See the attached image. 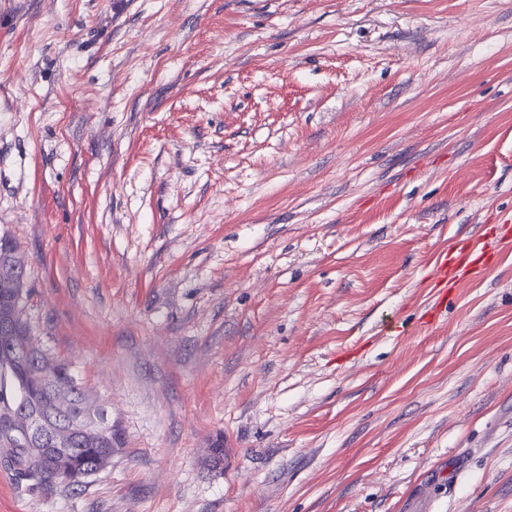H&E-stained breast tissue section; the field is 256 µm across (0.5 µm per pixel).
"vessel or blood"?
I'll return each instance as SVG.
<instances>
[{
  "label": "vessel or blood",
  "instance_id": "vessel-or-blood-1",
  "mask_svg": "<svg viewBox=\"0 0 512 512\" xmlns=\"http://www.w3.org/2000/svg\"><path fill=\"white\" fill-rule=\"evenodd\" d=\"M511 247L512 233L504 227L459 239L441 253L434 287L452 291L465 280L483 278L494 267L497 256Z\"/></svg>",
  "mask_w": 512,
  "mask_h": 512
}]
</instances>
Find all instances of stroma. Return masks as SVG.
I'll use <instances>...</instances> for the list:
<instances>
[{
	"instance_id": "35a3bbf8",
	"label": "stroma",
	"mask_w": 512,
	"mask_h": 512,
	"mask_svg": "<svg viewBox=\"0 0 512 512\" xmlns=\"http://www.w3.org/2000/svg\"><path fill=\"white\" fill-rule=\"evenodd\" d=\"M498 224L512 0H0V230L115 434L0 512H512V250L429 285ZM511 247L512 236L505 227H492L481 235L459 239L441 253L432 288L444 294L467 279L483 278L495 266L497 256Z\"/></svg>"
}]
</instances>
